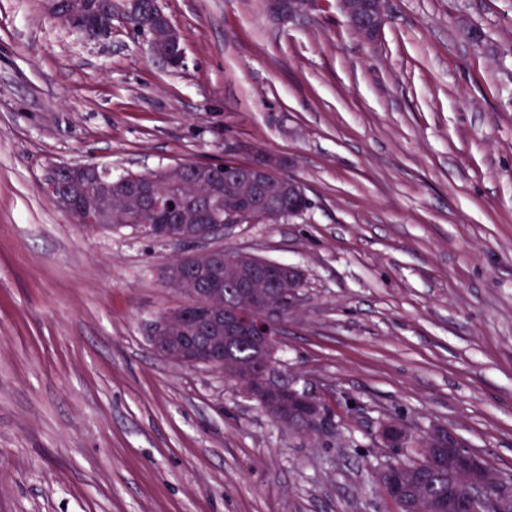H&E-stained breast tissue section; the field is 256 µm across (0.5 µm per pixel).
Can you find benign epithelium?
I'll return each instance as SVG.
<instances>
[{
	"instance_id": "obj_1",
	"label": "benign epithelium",
	"mask_w": 512,
	"mask_h": 512,
	"mask_svg": "<svg viewBox=\"0 0 512 512\" xmlns=\"http://www.w3.org/2000/svg\"><path fill=\"white\" fill-rule=\"evenodd\" d=\"M67 27L80 34L87 42H98L112 37V19H129L147 9L154 12L155 23L138 33L147 43L150 54L163 66L177 69L184 63V33L175 27L163 12L159 0H65ZM389 0H343V13L355 27V32L367 41L376 40L388 20ZM320 0H266L267 11L282 20H295L318 10ZM242 150L251 155L246 171L238 180L241 198L237 206L224 209V223L208 224L202 206L188 200L173 201L168 206L171 224L161 234L145 227L142 236L151 240L197 245L212 240L224 225L241 224L254 215L269 223H277L284 216L296 217L300 212H284L274 202L276 179L288 161L255 146ZM74 173L67 182L68 193L76 198L86 178H94L102 189L112 186L107 170L97 166L69 165L50 168L44 189L55 200H60V177ZM192 263L185 268L170 266L164 276L175 283L185 296L180 306L162 314L155 323L151 336L153 348L164 358L191 368L206 367L224 371V344L220 341L205 345L191 342L192 335L207 329L210 323L224 320V331L249 344L272 351L273 336L281 335L279 328L287 322L282 309L274 302L267 288L255 286L250 276L240 273L234 265L224 266V279L234 288L233 307L224 306V290L201 287V278L224 260V249L213 246L191 254ZM274 357L266 359L263 367L252 374L244 385L245 392L255 400L276 423L288 422L294 433L312 432L324 418L322 405L310 395L290 384L275 382L271 373ZM423 443L434 447L436 454L445 458L448 469L455 475V483L448 489V512H457L467 498L478 499L488 493L498 512H506L512 505V485L501 475L488 469L482 458L460 446L457 436L447 429H433L423 435ZM379 482L387 498L393 500L399 512H423L411 496L409 482L396 464L382 467Z\"/></svg>"
}]
</instances>
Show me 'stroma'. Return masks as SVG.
Returning a JSON list of instances; mask_svg holds the SVG:
<instances>
[{"label": "stroma", "instance_id": "obj_1", "mask_svg": "<svg viewBox=\"0 0 512 512\" xmlns=\"http://www.w3.org/2000/svg\"><path fill=\"white\" fill-rule=\"evenodd\" d=\"M176 72L114 20L90 43L0 0V512H395L399 422L512 479V0H390L368 42L336 0H160ZM285 156L310 199L225 249L298 268L279 375L320 401L289 433L223 373L152 347L183 246L71 222L47 170ZM320 6L319 0H268L267 11L282 20H295L309 16Z\"/></svg>", "mask_w": 512, "mask_h": 512}]
</instances>
